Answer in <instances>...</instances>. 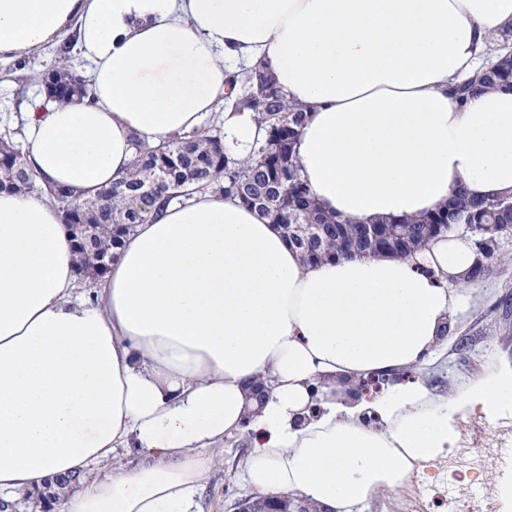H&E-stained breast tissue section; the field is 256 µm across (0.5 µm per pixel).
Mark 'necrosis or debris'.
<instances>
[{
    "instance_id": "1",
    "label": "necrosis or debris",
    "mask_w": 512,
    "mask_h": 512,
    "mask_svg": "<svg viewBox=\"0 0 512 512\" xmlns=\"http://www.w3.org/2000/svg\"><path fill=\"white\" fill-rule=\"evenodd\" d=\"M463 444L435 473L412 474L414 512H512V436L496 446L466 429Z\"/></svg>"
}]
</instances>
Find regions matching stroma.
Returning a JSON list of instances; mask_svg holds the SVG:
<instances>
[{"mask_svg":"<svg viewBox=\"0 0 512 512\" xmlns=\"http://www.w3.org/2000/svg\"><path fill=\"white\" fill-rule=\"evenodd\" d=\"M57 44L30 55L0 59V134L22 144L23 130L43 96L41 76L57 60ZM448 351L417 370L416 376L437 391L481 375L500 357L512 359V233L502 234L495 258L482 279L472 282L463 304L448 318ZM246 433L227 437L212 453L201 494L203 512H233L235 499L249 496L240 471L249 452Z\"/></svg>","mask_w":512,"mask_h":512,"instance_id":"obj_1","label":"stroma"}]
</instances>
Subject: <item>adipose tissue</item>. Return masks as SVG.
I'll use <instances>...</instances> for the list:
<instances>
[{"label": "adipose tissue", "instance_id": "1", "mask_svg": "<svg viewBox=\"0 0 512 512\" xmlns=\"http://www.w3.org/2000/svg\"><path fill=\"white\" fill-rule=\"evenodd\" d=\"M510 24L512 0H0V56L76 28L92 93L32 112L24 157L40 185L83 198L125 177L133 138L156 145L218 110L225 150L247 160L264 128L230 107L232 75L262 63L308 112L293 152L310 194L363 225L461 191L512 196V85L449 92ZM480 260L451 231L406 258L309 264L268 216L202 193L136 225L78 296L60 210L2 191L0 499L133 448L57 512H199L202 449L244 428L256 496L361 512L447 458L469 415L512 409L507 360L445 394L410 380L342 400L441 351Z\"/></svg>", "mask_w": 512, "mask_h": 512}]
</instances>
